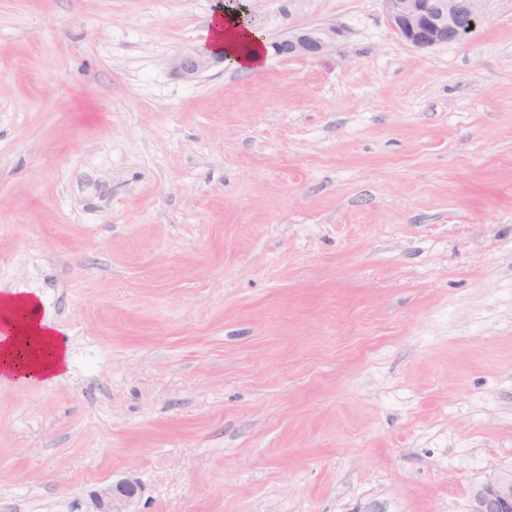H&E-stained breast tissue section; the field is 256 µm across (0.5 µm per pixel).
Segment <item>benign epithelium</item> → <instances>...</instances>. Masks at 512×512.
Masks as SVG:
<instances>
[{
	"instance_id": "benign-epithelium-1",
	"label": "benign epithelium",
	"mask_w": 512,
	"mask_h": 512,
	"mask_svg": "<svg viewBox=\"0 0 512 512\" xmlns=\"http://www.w3.org/2000/svg\"><path fill=\"white\" fill-rule=\"evenodd\" d=\"M395 32L417 48H430L461 41L473 32L485 0H382ZM340 31L334 27L300 28L273 44L283 56L317 57L336 46ZM227 57L210 49L182 57L177 69L192 79L212 61ZM141 485L131 478H119L93 494V512H135L133 506ZM468 512H512V472H493L473 490Z\"/></svg>"
}]
</instances>
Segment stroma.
Instances as JSON below:
<instances>
[{"mask_svg": "<svg viewBox=\"0 0 512 512\" xmlns=\"http://www.w3.org/2000/svg\"><path fill=\"white\" fill-rule=\"evenodd\" d=\"M0 0V289L63 331L0 382V512H467L512 471V0L419 49L381 0ZM224 5L209 26L203 31L205 43L211 49L182 57L176 68L181 74L192 79L206 70L213 60L223 62L230 60L235 68L244 71L260 69L266 59L267 49L265 36L252 28L246 21L248 0H235ZM239 1V2H238ZM340 31L336 27L299 28L288 38L275 42L277 55L317 57L335 47ZM141 489L139 482L131 478L113 480L94 492L91 512H137L132 508Z\"/></svg>", "mask_w": 512, "mask_h": 512, "instance_id": "35a3bbf8", "label": "stroma"}]
</instances>
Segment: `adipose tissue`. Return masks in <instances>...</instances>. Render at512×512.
Returning a JSON list of instances; mask_svg holds the SVG:
<instances>
[{
	"label": "adipose tissue",
	"instance_id": "ef3b65f1",
	"mask_svg": "<svg viewBox=\"0 0 512 512\" xmlns=\"http://www.w3.org/2000/svg\"><path fill=\"white\" fill-rule=\"evenodd\" d=\"M246 0L224 6L204 30L207 47L224 53L244 71L260 69L266 59L264 35L247 20ZM67 352L57 327L31 294L9 289L0 293V378H53L62 373Z\"/></svg>",
	"mask_w": 512,
	"mask_h": 512
}]
</instances>
